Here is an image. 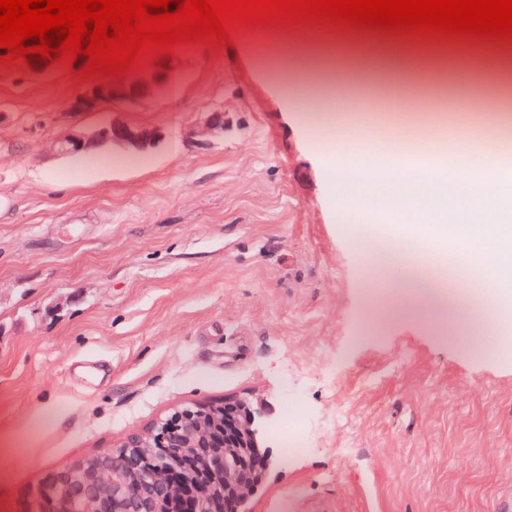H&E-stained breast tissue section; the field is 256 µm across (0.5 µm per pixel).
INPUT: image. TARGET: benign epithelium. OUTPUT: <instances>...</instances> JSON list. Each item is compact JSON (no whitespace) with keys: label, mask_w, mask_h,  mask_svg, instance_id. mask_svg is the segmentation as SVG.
I'll return each mask as SVG.
<instances>
[{"label":"benign epithelium","mask_w":512,"mask_h":512,"mask_svg":"<svg viewBox=\"0 0 512 512\" xmlns=\"http://www.w3.org/2000/svg\"><path fill=\"white\" fill-rule=\"evenodd\" d=\"M171 73L167 61L157 60L142 74L92 85L71 103L72 112H93L110 103L118 106L149 96ZM224 131V113H209L201 135ZM161 137L151 127L111 123L88 137L68 136L57 142L61 154H74L93 146L122 145L143 151ZM270 407L247 397H226L219 402L178 407L172 414L143 432L129 434L119 449L92 461L48 473L36 497L27 501L26 512H160L175 510L194 499L193 512H215L210 485L190 487L184 458L201 460L212 482L220 486L224 512H239L240 504L256 492L273 466L268 450L259 448ZM173 449L172 465L159 472L146 450Z\"/></svg>","instance_id":"7a95c632"}]
</instances>
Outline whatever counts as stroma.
Wrapping results in <instances>:
<instances>
[{
  "label": "stroma",
  "mask_w": 512,
  "mask_h": 512,
  "mask_svg": "<svg viewBox=\"0 0 512 512\" xmlns=\"http://www.w3.org/2000/svg\"><path fill=\"white\" fill-rule=\"evenodd\" d=\"M445 72L474 141L512 109L499 62L512 39L362 27L239 28L229 45L174 49L177 94L72 112L92 80L67 61L27 76L0 65V512H21L44 475L119 446L175 408L247 396L305 410L311 445L281 451L244 512H495L512 496V354L484 279L456 250L455 287L479 314L440 318L442 295L402 267L373 264L362 236L402 237L376 206L395 145L435 113L383 112V55ZM315 79L302 113L284 88ZM223 133L202 136L207 112ZM112 122L160 129L144 151L59 154L56 143ZM351 128L371 178L351 179L344 219L325 132Z\"/></svg>",
  "instance_id": "stroma-1"
}]
</instances>
